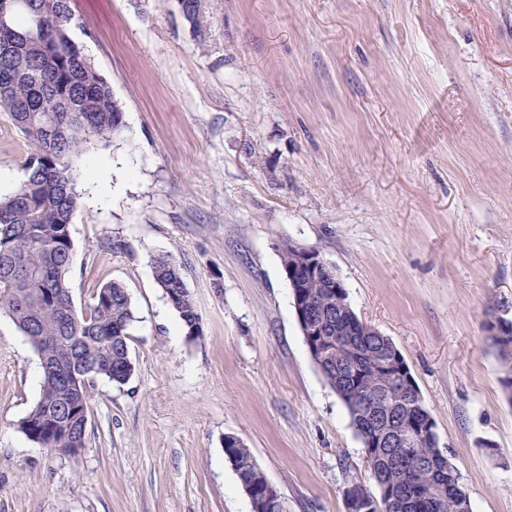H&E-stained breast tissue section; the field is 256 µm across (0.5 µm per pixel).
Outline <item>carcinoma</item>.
Instances as JSON below:
<instances>
[{"mask_svg":"<svg viewBox=\"0 0 512 512\" xmlns=\"http://www.w3.org/2000/svg\"><path fill=\"white\" fill-rule=\"evenodd\" d=\"M183 18L197 35L207 29L204 0H184ZM71 0H17L0 19V111L29 142L26 179L0 196V311L34 351L56 358L42 371L40 395L18 430L43 448H83L96 380L126 384L134 373L129 329L134 321L126 288L101 286L77 312L70 290L74 244L70 224L80 193L72 157L106 142L123 126L112 88L70 36ZM154 279L183 327L200 317L170 254L152 259ZM310 314L331 340L330 358L316 363L347 410L359 440L377 423L406 434L431 416L424 401L387 379L383 364L396 346L382 334L366 336L347 297L306 289ZM95 365L87 372L86 365ZM54 415L45 423V414ZM239 483L260 488L265 475L249 464L245 444L226 448ZM368 467L393 492L383 512H458L467 491L457 467L439 448L437 434L418 435L412 457L395 448L371 450Z\"/></svg>","mask_w":512,"mask_h":512,"instance_id":"obj_1","label":"carcinoma"}]
</instances>
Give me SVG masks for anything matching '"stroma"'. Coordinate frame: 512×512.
Returning a JSON list of instances; mask_svg holds the SVG:
<instances>
[{
  "label": "stroma",
  "mask_w": 512,
  "mask_h": 512,
  "mask_svg": "<svg viewBox=\"0 0 512 512\" xmlns=\"http://www.w3.org/2000/svg\"><path fill=\"white\" fill-rule=\"evenodd\" d=\"M72 39L124 131L73 160L112 195L72 216L74 304L121 283L135 370L93 388L86 445L17 423L37 354L0 313V512H251L238 436L288 512H346L373 483L299 328L281 246L317 250L390 337L472 512H512V401L484 325L512 314V0H73ZM28 143L0 112V196ZM174 255L189 338L153 276ZM184 2L183 18L198 36H202L208 25L206 4L203 0H184Z\"/></svg>",
  "instance_id": "stroma-1"
}]
</instances>
